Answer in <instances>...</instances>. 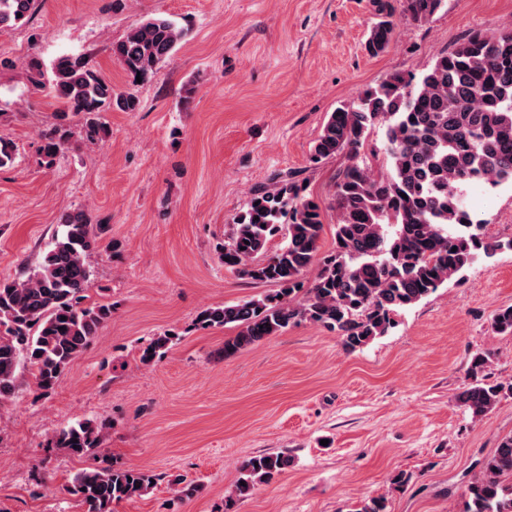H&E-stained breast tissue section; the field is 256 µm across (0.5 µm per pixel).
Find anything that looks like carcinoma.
<instances>
[{"label": "carcinoma", "instance_id": "cac0c4a2", "mask_svg": "<svg viewBox=\"0 0 512 512\" xmlns=\"http://www.w3.org/2000/svg\"><path fill=\"white\" fill-rule=\"evenodd\" d=\"M38 0H0V30L28 21ZM445 0H372L376 21L366 41L377 55L391 43L393 16L401 12L426 21ZM188 29L166 17H152L112 44V55L132 77L150 79L186 41ZM29 78L48 86L57 104V123L41 133L40 153L53 164L68 141L67 121L83 120V138L95 143L108 132L101 113L115 107L134 112L137 99L115 93L80 56L63 55L45 78L40 60L30 58ZM385 124L387 172L360 159L369 128ZM347 156L335 182L336 249L316 261L323 232V209L294 177L271 190L254 193L224 242V267L256 283L278 286L273 293L242 303L201 311L202 327L237 329L224 340L223 355L233 356L275 336L292 324L310 322L336 333L354 352L384 336L394 316L461 276L482 255L512 250V239L484 235L463 205L464 187L512 179V29L487 35L469 33L453 52L439 56L414 79L394 73L364 90L357 101L329 113L311 150L319 163ZM107 225L92 223L83 209L66 213L39 264L13 279L0 280V405L23 391L19 369L34 389H55L72 363L112 317V305L84 304L91 285L87 258L98 248ZM284 243L268 244L278 234ZM310 282L304 273L313 265ZM495 330L512 335V306L493 318ZM165 331L141 349L149 363L171 348ZM490 356L475 354L470 382L457 401L474 418L491 412L512 395V383L491 380ZM104 424L80 421L55 436V444L78 458L95 457ZM288 467V457L260 454L245 459L224 512L255 486ZM148 470L114 463L76 473L63 491L82 512H114L119 502L155 487ZM352 512H389L388 498L367 497ZM463 512H512V435L502 437L485 458L466 492Z\"/></svg>", "mask_w": 512, "mask_h": 512}]
</instances>
